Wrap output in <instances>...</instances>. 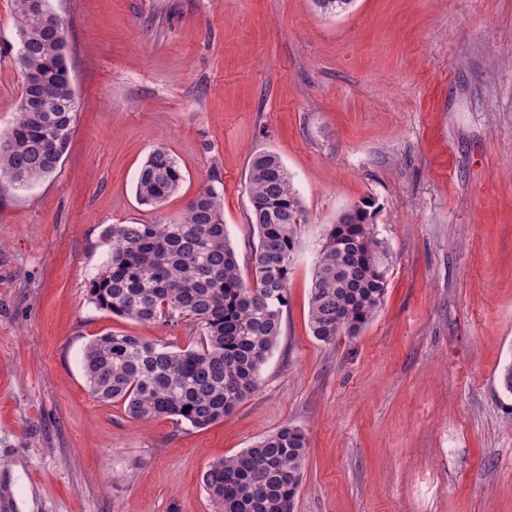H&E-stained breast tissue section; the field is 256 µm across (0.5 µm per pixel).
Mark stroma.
<instances>
[{
    "instance_id": "stroma-1",
    "label": "stroma",
    "mask_w": 512,
    "mask_h": 512,
    "mask_svg": "<svg viewBox=\"0 0 512 512\" xmlns=\"http://www.w3.org/2000/svg\"><path fill=\"white\" fill-rule=\"evenodd\" d=\"M79 101L57 169L0 183V512H217L214 460L289 424L307 440L294 512H512V0H51ZM0 0V132L24 88ZM166 148L184 180L158 208L137 174ZM279 156L305 207L281 336L254 392L195 428L131 418L89 390L112 331L173 348L186 325L97 309L111 224L179 221L218 179L251 279L248 169ZM374 203L382 306L317 341L325 234ZM19 485H12L13 469Z\"/></svg>"
}]
</instances>
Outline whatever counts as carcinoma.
<instances>
[{
  "label": "carcinoma",
  "mask_w": 512,
  "mask_h": 512,
  "mask_svg": "<svg viewBox=\"0 0 512 512\" xmlns=\"http://www.w3.org/2000/svg\"><path fill=\"white\" fill-rule=\"evenodd\" d=\"M14 4L25 83L15 123L0 134V179L24 188L57 169L71 143L78 100L66 32L52 27L50 0ZM182 181L176 159L156 148L138 174L136 199L157 207ZM248 185L258 235L250 283L226 231L223 199L210 183L174 224H113L103 231L112 250L90 284V302L141 323L187 322L195 336L184 349L130 334L93 338L82 370L96 397L122 402L134 419L167 417L205 428L253 392L281 335L304 207L271 152L252 158ZM373 218L371 202L362 201L325 236L309 299L310 330L320 342L357 335L383 303L388 251ZM306 455L303 432L285 424L239 454L211 462L202 482L218 512H293Z\"/></svg>",
  "instance_id": "obj_1"
}]
</instances>
